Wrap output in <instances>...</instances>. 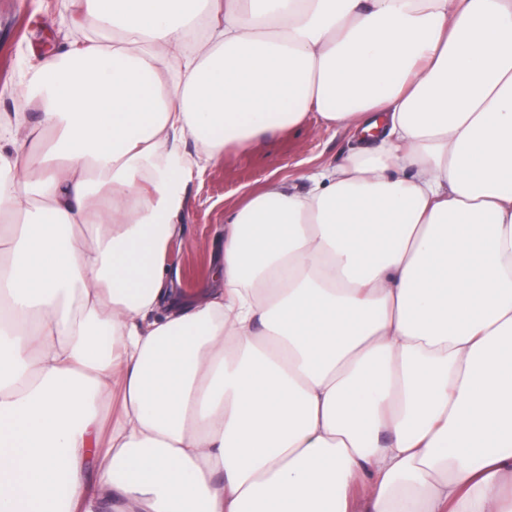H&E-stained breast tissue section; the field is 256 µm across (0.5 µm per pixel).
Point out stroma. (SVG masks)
<instances>
[{"label":"stroma","instance_id":"35a3bbf8","mask_svg":"<svg viewBox=\"0 0 512 512\" xmlns=\"http://www.w3.org/2000/svg\"><path fill=\"white\" fill-rule=\"evenodd\" d=\"M63 14L70 18V26H58ZM91 25L74 0H0V115H35L33 104L22 94L32 65L63 39ZM356 144L351 133L324 128L312 119L260 136L245 149L227 146L206 169L186 175V201L178 218L183 232L166 253L176 288L188 298L208 288L211 262L218 252L215 231L247 192L274 178L294 179L303 167L336 163Z\"/></svg>","mask_w":512,"mask_h":512}]
</instances>
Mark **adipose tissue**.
I'll return each instance as SVG.
<instances>
[{
	"label": "adipose tissue",
	"mask_w": 512,
	"mask_h": 512,
	"mask_svg": "<svg viewBox=\"0 0 512 512\" xmlns=\"http://www.w3.org/2000/svg\"><path fill=\"white\" fill-rule=\"evenodd\" d=\"M80 2L0 124V512H512V0ZM313 113L178 295L183 171Z\"/></svg>",
	"instance_id": "1"
}]
</instances>
